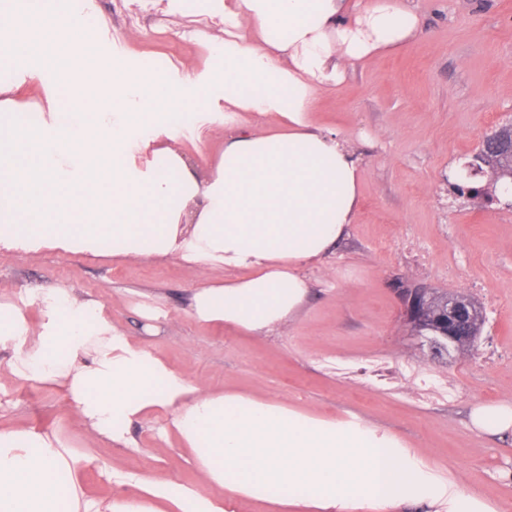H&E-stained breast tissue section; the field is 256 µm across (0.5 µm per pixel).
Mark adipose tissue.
<instances>
[{"label": "adipose tissue", "mask_w": 512, "mask_h": 512, "mask_svg": "<svg viewBox=\"0 0 512 512\" xmlns=\"http://www.w3.org/2000/svg\"><path fill=\"white\" fill-rule=\"evenodd\" d=\"M206 2L224 37L198 32L202 67L109 74L98 56L111 27L93 0L0 10V50L20 62L0 81V250L181 262L204 277L190 299L197 320L265 336L304 303L309 270L358 213L361 169L350 142L316 122L323 95L422 30L413 0ZM62 67L63 82L46 79ZM217 269L228 278L211 280ZM0 354V389L56 386L113 447H134L132 424L164 414L219 490L115 467L109 481L130 494L92 496L79 474L94 457L19 426L0 431V512H235L245 499L276 512H398L415 500L497 512L393 435L189 381L70 288L0 298Z\"/></svg>", "instance_id": "ef3b65f1"}]
</instances>
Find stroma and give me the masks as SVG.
<instances>
[{"instance_id":"1","label":"stroma","mask_w":512,"mask_h":512,"mask_svg":"<svg viewBox=\"0 0 512 512\" xmlns=\"http://www.w3.org/2000/svg\"><path fill=\"white\" fill-rule=\"evenodd\" d=\"M117 40L99 66L156 60L200 65L192 35L223 37L203 0L168 13L125 0H94ZM424 36L403 53L351 68L325 96L321 117L357 148L361 204L349 235L310 270L298 312L274 332L250 336L189 313L197 271L176 261L115 264L78 254L0 253V295L74 289L102 301L113 326L195 382L232 387L313 415L397 436L441 477L512 512V435L490 436L469 419L478 403H512V201L453 194L461 165L483 137L512 122V0H415ZM422 283L478 300L487 317L471 353L437 361L414 337L394 290ZM160 313L144 330L145 309ZM165 417L133 424L139 452L89 437L78 410L48 384L0 392V430H58L97 460L80 480L96 496L120 494L106 469L169 479L211 494Z\"/></svg>"}]
</instances>
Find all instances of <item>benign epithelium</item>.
<instances>
[{
  "label": "benign epithelium",
  "mask_w": 512,
  "mask_h": 512,
  "mask_svg": "<svg viewBox=\"0 0 512 512\" xmlns=\"http://www.w3.org/2000/svg\"><path fill=\"white\" fill-rule=\"evenodd\" d=\"M483 162H491L499 155H512V122L508 133L482 139ZM397 293L403 305L404 317L413 335L426 339L432 358L440 360L452 352H461L475 346L480 337L473 322H485L483 307L468 299L450 294L441 298L440 313L433 321L430 334H425V311L433 297L430 288L420 284L401 282Z\"/></svg>",
  "instance_id": "benign-epithelium-1"
}]
</instances>
